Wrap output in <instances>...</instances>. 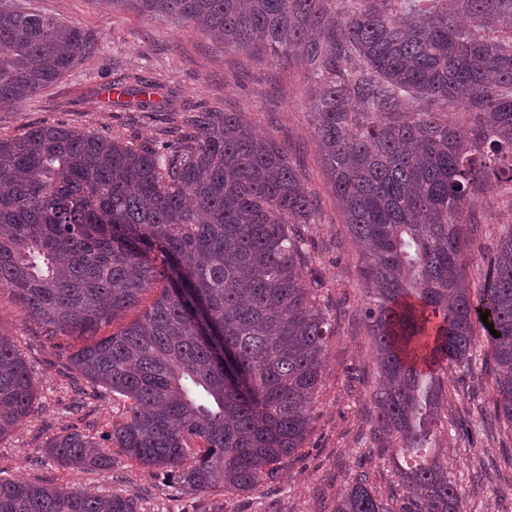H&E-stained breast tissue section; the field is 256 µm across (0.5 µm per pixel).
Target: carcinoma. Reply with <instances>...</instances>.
<instances>
[{"instance_id": "carcinoma-1", "label": "carcinoma", "mask_w": 512, "mask_h": 512, "mask_svg": "<svg viewBox=\"0 0 512 512\" xmlns=\"http://www.w3.org/2000/svg\"><path fill=\"white\" fill-rule=\"evenodd\" d=\"M313 77L316 145L373 293L364 310L382 385L370 455L395 449L400 512H463L448 466L424 454L440 375L471 364L481 331L495 415L512 426V228L470 285L488 180L512 195V0H110ZM77 27L0 0V106L86 54ZM147 80L125 87L144 112ZM461 110L468 136L443 117ZM158 150L42 124L0 138V292L49 337L83 340L75 371L129 401L106 438L181 489L249 494L302 447L333 334L305 280L318 202L285 148L240 112L173 109ZM162 288L142 316L98 332ZM488 314L482 322L480 313ZM492 324L498 335L490 334ZM31 371L0 332V441L31 415ZM61 465L112 467L72 427ZM0 512H137L107 496L0 479ZM334 512H395L359 471Z\"/></svg>"}]
</instances>
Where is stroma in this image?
I'll use <instances>...</instances> for the list:
<instances>
[{
	"mask_svg": "<svg viewBox=\"0 0 512 512\" xmlns=\"http://www.w3.org/2000/svg\"><path fill=\"white\" fill-rule=\"evenodd\" d=\"M23 8L79 27L91 43L58 81L26 101L0 107V138L41 124L73 126L135 144H160L177 133L165 110L183 105L195 112H244L252 128L282 145L319 202L310 225V262L304 276L320 284V302L334 328L325 349L322 386L302 446L281 465L276 482L243 495L178 493L169 477L155 475L111 449V469L62 467L46 452L62 431L93 421L102 437L119 421L124 401L91 385L69 356L80 344L74 336L49 340L20 305L0 297V330L9 332L29 365L37 388L33 413L0 441V478L96 494L128 490L138 512H333L356 470L367 469L383 498L403 496L391 457L363 459L373 425L372 394L380 383L376 354L361 310L370 284L363 261L338 212L330 181L314 140L312 84L296 65H278L224 48L198 31L168 18L133 10H112L107 0H16ZM154 81L160 111L147 115L132 106L100 99L97 86L124 76ZM481 236L472 249V276L481 278L500 236L512 225V201L487 186L473 207ZM476 360L448 372L441 412L448 426L438 436L440 457L456 480L466 512H512V427L497 419L492 399L493 362L486 341ZM471 437H464V430Z\"/></svg>",
	"mask_w": 512,
	"mask_h": 512,
	"instance_id": "35a3bbf8",
	"label": "stroma"
}]
</instances>
